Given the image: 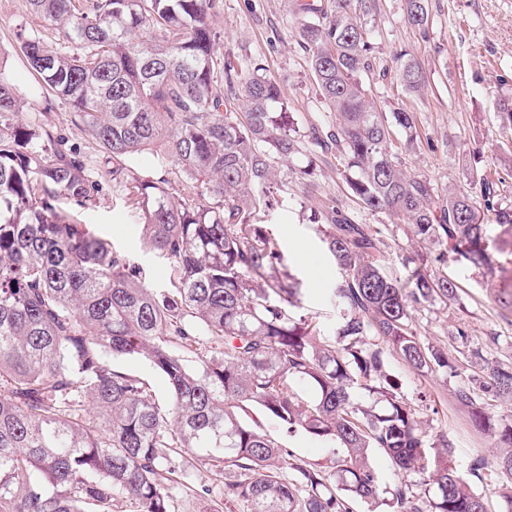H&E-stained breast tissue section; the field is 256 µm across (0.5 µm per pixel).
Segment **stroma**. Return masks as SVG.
<instances>
[{
    "label": "stroma",
    "mask_w": 512,
    "mask_h": 512,
    "mask_svg": "<svg viewBox=\"0 0 512 512\" xmlns=\"http://www.w3.org/2000/svg\"><path fill=\"white\" fill-rule=\"evenodd\" d=\"M299 0H220L214 26L220 35L217 48L241 73L262 65L281 92L302 141L301 153L276 165V179L285 185L282 202L270 217V229L284 254L286 270L302 284L304 313L314 317L322 335H330L339 309L333 290L340 277L334 260L314 232L310 217L322 202L342 203L356 223L379 227L380 266L394 279L407 280L408 259L418 251L410 227L383 213L363 208L349 194L335 154L317 161L318 190L305 199L299 169L311 127L334 124L335 116L323 102L308 66L309 54L295 32ZM371 34L372 69L362 76L369 98L380 113L402 109L412 113L419 134L415 150L403 152L408 172L427 178L438 193L467 190L478 194L473 174H483L497 184L498 200L512 205V125L501 122L498 104L512 97V0H429L426 30L410 26L403 0H376L366 19ZM37 32L48 43L56 42L55 30L44 27L31 14L27 0H0V70L24 77L18 88L21 113L38 112L44 126L62 135L68 147L80 152L99 174L103 189L89 208L78 215L113 247L138 264L144 283L155 291L170 288V262L148 253L135 229L126 190L112 181V166L93 144L89 134L75 126L71 114L55 100L35 90L23 60L13 50L17 32ZM410 53L419 63L423 88L404 90L396 76V57ZM449 278L461 287L458 306L429 305L415 315L418 335L424 342L455 353L458 344L450 336L457 320L466 323L472 344L483 347L490 358H512V320L502 310L497 293L512 289L508 277H481L468 266L448 263ZM497 343H490V335ZM390 371L405 393L425 394L416 406L417 417L427 431L446 432L455 445L456 463L468 470L473 458H491L488 438L470 424L466 409L452 397V384L444 376L418 372L402 360L390 362ZM252 417L294 457L311 464L325 462L328 453L308 435L284 434L278 426L253 412ZM222 468L197 463L188 467L183 483L171 490L174 512H238L224 502Z\"/></svg>",
    "instance_id": "stroma-1"
}]
</instances>
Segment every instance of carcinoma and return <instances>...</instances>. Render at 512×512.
<instances>
[{
  "label": "carcinoma",
  "mask_w": 512,
  "mask_h": 512,
  "mask_svg": "<svg viewBox=\"0 0 512 512\" xmlns=\"http://www.w3.org/2000/svg\"><path fill=\"white\" fill-rule=\"evenodd\" d=\"M423 30L428 0H403ZM58 42L17 36L38 89L66 106L112 160L125 184L144 246L172 263V288L157 294L126 255L73 223L102 183L47 130L40 114L18 116V88L0 71V512H112L117 497L139 512H172L168 486L185 477L186 453L233 474L224 502L238 512H352L382 498L388 512H489L455 465L454 443L416 419L417 394L401 391L389 362L452 372L453 398L499 449L502 512H512V420L494 413L512 401V360L487 358L467 328L451 335L461 358L424 343L419 308L455 304L459 286L426 264L464 261L492 273L488 211L512 255V206L479 179L483 205L465 192L440 196L392 153L396 135L415 147L411 115H380L361 75L372 43L361 16L374 0H312L296 23L334 129L313 127V158L331 151L360 204L410 225L433 250L409 282L388 278L376 258L378 231L356 224L339 201L315 233L340 271L335 334L320 335L302 313L297 279L266 218L279 203L275 163L299 152L281 94L260 65L241 78L217 54L218 0H28ZM398 80L416 93L419 64L399 57ZM240 86L248 112L224 111L217 74ZM162 175L130 177L142 154ZM173 174L184 188L170 192ZM187 353L201 356L192 366ZM138 356L161 375L167 402L107 356ZM314 389L309 400L292 385ZM365 392L381 404L356 400ZM259 410L286 432L302 431L330 452L329 465L293 459L251 418ZM387 457L391 485L370 465Z\"/></svg>",
  "instance_id": "cac0c4a2"
}]
</instances>
